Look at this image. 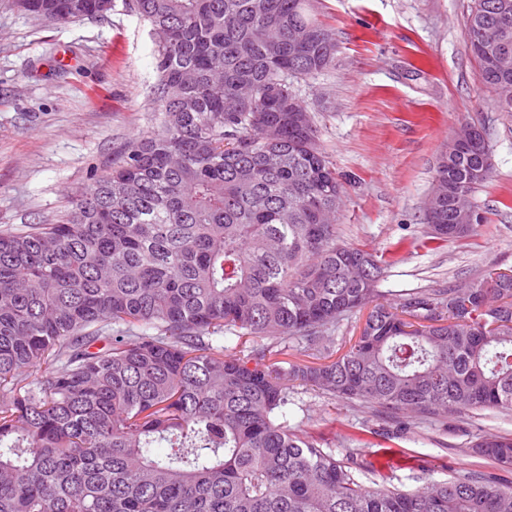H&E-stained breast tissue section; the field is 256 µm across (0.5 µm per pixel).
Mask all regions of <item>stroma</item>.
<instances>
[{
    "label": "stroma",
    "mask_w": 512,
    "mask_h": 512,
    "mask_svg": "<svg viewBox=\"0 0 512 512\" xmlns=\"http://www.w3.org/2000/svg\"><path fill=\"white\" fill-rule=\"evenodd\" d=\"M469 0H312L334 35V64L302 81L321 147L346 181L336 241L376 253L395 303L512 270V132L480 82L467 42ZM154 38L116 4L107 18L48 26L0 0V229L53 224L124 145L156 129ZM484 126L491 179L473 197L486 220L428 243L424 202L459 123ZM289 429L344 458L364 485L413 490L495 464L477 437L512 435V411L395 418L294 385Z\"/></svg>",
    "instance_id": "obj_1"
}]
</instances>
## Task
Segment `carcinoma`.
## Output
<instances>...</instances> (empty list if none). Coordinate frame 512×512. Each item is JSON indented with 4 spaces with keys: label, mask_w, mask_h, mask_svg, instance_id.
I'll use <instances>...</instances> for the list:
<instances>
[{
    "label": "carcinoma",
    "mask_w": 512,
    "mask_h": 512,
    "mask_svg": "<svg viewBox=\"0 0 512 512\" xmlns=\"http://www.w3.org/2000/svg\"><path fill=\"white\" fill-rule=\"evenodd\" d=\"M112 0H14L58 23L103 19ZM155 40L156 130L56 224L0 231V512H512L492 472L403 491L367 487L354 457L278 421L292 391L272 347L299 338L321 362L288 376L410 418L512 411V274L466 291L381 302V266L336 243L344 185L295 83L327 69L336 41L311 0H124ZM319 33L302 55L288 26ZM482 84L499 94L493 32L512 46V0H470ZM488 136L446 147L430 239L469 236L463 203L491 177ZM369 309L334 359L333 333ZM102 347L92 350L93 345ZM44 375L31 378L30 370ZM167 444L169 451L155 448ZM471 452L512 470V436Z\"/></svg>",
    "instance_id": "cac0c4a2"
}]
</instances>
